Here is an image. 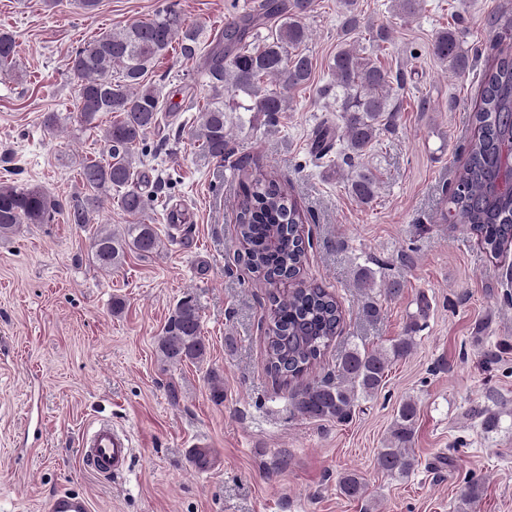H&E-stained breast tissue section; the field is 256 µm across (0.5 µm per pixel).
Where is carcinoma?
Listing matches in <instances>:
<instances>
[{"label":"carcinoma","instance_id":"1","mask_svg":"<svg viewBox=\"0 0 512 512\" xmlns=\"http://www.w3.org/2000/svg\"><path fill=\"white\" fill-rule=\"evenodd\" d=\"M341 30L350 38L367 33L372 50L388 42L386 27H366L345 0ZM313 0H259L254 9L225 24L224 47L211 52L200 75L208 87L204 107L191 124H177L178 135L197 143L200 159L223 161L229 144L227 127L259 119L264 126H277L278 115L288 110V93L308 83L311 57L300 50L309 38L302 16L311 11ZM267 30L262 34L261 30ZM200 33L181 13L169 9L152 20L135 21L120 31H105L76 47L67 69L77 82L79 122L98 127L100 114H117L102 129L107 152L80 163L79 177L84 195L72 198L67 221L79 227L95 223L104 195L122 191L120 208L129 216L142 217L153 209L158 194L168 185L150 181L138 169L157 150L148 136L160 132L163 102L159 92L144 85L155 59L172 45L189 61L200 52ZM433 49L456 74H464L473 59L456 33L438 32ZM17 43L0 31V69L15 63ZM332 79L320 95L336 100L341 124L324 121L318 128L309 155L319 161L331 153L349 168L348 189L360 202H370L376 193V176L358 162L381 131L395 119L391 77L371 56H363L345 43L331 65ZM481 99L469 116L474 129L466 145V158L448 196V216L476 236L491 256H499L512 244V157L504 146L512 138V45L498 48V58L480 75ZM241 191L235 200L237 236L244 244L241 260L265 291L272 309L267 328L265 357L270 374L288 383H300L313 372L344 326V313L336 296L303 280L306 245L295 225L304 214L288 189L261 171L238 170ZM59 203L36 187L0 182V237L14 234L22 224H46ZM90 255L103 272L118 267L128 253L143 256L158 252L161 240L153 225L143 221L124 225L116 232L105 225L90 238ZM359 286L379 287L387 298L401 292L397 280H376L375 272L363 266L357 271ZM412 337L397 340L388 349H366L354 345L342 354L336 379L311 381L291 394L293 411L309 418L345 423L361 397L369 398L384 385L391 363L408 355ZM159 349L171 365L200 362L208 353L202 336L201 315L196 301L183 298L169 317ZM417 406L405 400L399 406L384 448L377 455L379 469L393 477L408 474L414 466L409 444L414 436ZM340 492L349 498L365 493L360 475L340 477Z\"/></svg>","mask_w":512,"mask_h":512}]
</instances>
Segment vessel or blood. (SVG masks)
I'll return each mask as SVG.
<instances>
[{"instance_id":"b4317fda","label":"vessel or blood","mask_w":512,"mask_h":512,"mask_svg":"<svg viewBox=\"0 0 512 512\" xmlns=\"http://www.w3.org/2000/svg\"><path fill=\"white\" fill-rule=\"evenodd\" d=\"M132 452L127 433L102 423L82 440L81 459L84 467L104 479L124 473ZM48 512H90L88 499L81 494L61 491L47 505Z\"/></svg>"}]
</instances>
